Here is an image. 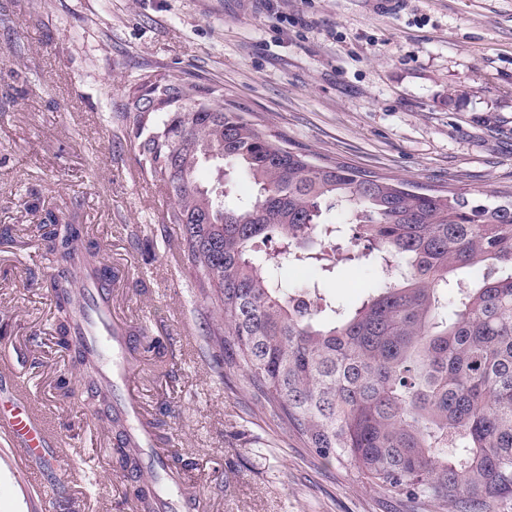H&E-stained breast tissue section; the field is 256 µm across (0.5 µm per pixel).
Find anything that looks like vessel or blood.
<instances>
[{"label":"vessel or blood","instance_id":"1","mask_svg":"<svg viewBox=\"0 0 512 512\" xmlns=\"http://www.w3.org/2000/svg\"><path fill=\"white\" fill-rule=\"evenodd\" d=\"M75 334L93 359L101 360V380L121 389L116 407L129 423L134 444L146 450L155 470L166 467L167 457L142 419V406L135 392V368L130 361L134 338L129 327L112 312V277L98 272L88 276L84 309L75 323ZM0 434L14 449L20 462L48 460L54 436L38 411L22 396L9 392L0 397Z\"/></svg>","mask_w":512,"mask_h":512}]
</instances>
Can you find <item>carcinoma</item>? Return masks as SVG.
<instances>
[{
  "label": "carcinoma",
  "mask_w": 512,
  "mask_h": 512,
  "mask_svg": "<svg viewBox=\"0 0 512 512\" xmlns=\"http://www.w3.org/2000/svg\"><path fill=\"white\" fill-rule=\"evenodd\" d=\"M120 114L142 170L172 196L161 222L181 226V262L215 312L208 336L225 375L242 376L318 458L391 496L432 512H496L512 500V194L485 204L451 190L411 194L402 181L313 161L189 76L144 77ZM203 166L217 187L197 183ZM243 181L249 195L226 206ZM336 209L387 272L352 310L312 306L282 285L287 267L330 271L337 229L326 215ZM77 210H46L38 223L36 247L60 269L46 281L57 343L78 354L79 381L115 433L113 466L139 475L142 453L112 412V390L71 339L81 273L99 263ZM459 268L475 278L455 282L450 306Z\"/></svg>",
  "instance_id": "cac0c4a2"
}]
</instances>
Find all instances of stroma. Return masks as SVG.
<instances>
[{"mask_svg":"<svg viewBox=\"0 0 512 512\" xmlns=\"http://www.w3.org/2000/svg\"><path fill=\"white\" fill-rule=\"evenodd\" d=\"M183 72L315 160L478 203L512 190V0H0V381L23 388L63 451L22 468L0 436V512H136L111 431L86 396L65 395L76 373L40 286L51 268L32 245L33 193L79 203L142 339L144 414L187 461L198 512H423L319 460L225 377L181 229L161 221L170 193L111 115L144 75ZM381 276L341 261L319 289L353 306Z\"/></svg>","mask_w":512,"mask_h":512,"instance_id":"obj_1","label":"stroma"}]
</instances>
